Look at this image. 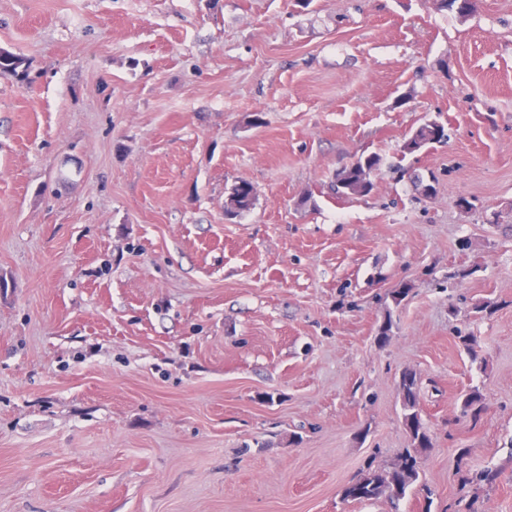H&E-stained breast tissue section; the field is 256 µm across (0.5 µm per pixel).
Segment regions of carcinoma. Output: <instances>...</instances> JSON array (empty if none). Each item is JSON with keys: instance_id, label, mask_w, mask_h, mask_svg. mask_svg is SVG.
<instances>
[{"instance_id": "obj_1", "label": "carcinoma", "mask_w": 512, "mask_h": 512, "mask_svg": "<svg viewBox=\"0 0 512 512\" xmlns=\"http://www.w3.org/2000/svg\"><path fill=\"white\" fill-rule=\"evenodd\" d=\"M446 127L439 119H425L411 131L403 149L408 154L425 150L445 141ZM382 157L377 153L360 156L342 167L328 185L329 193L338 199L363 197L367 191L363 188L366 172L379 168ZM256 200V190L247 181H238L229 189L225 207L231 214L239 215L250 211ZM399 389L405 410L404 421L410 437V448L396 462L370 469L366 474L353 481L346 489L345 497L358 502L385 500L397 508L407 489L420 477V456L433 447V442L425 428L419 411V378L416 372H402ZM462 408L472 425H477L485 410L483 398L476 389L464 395Z\"/></svg>"}]
</instances>
